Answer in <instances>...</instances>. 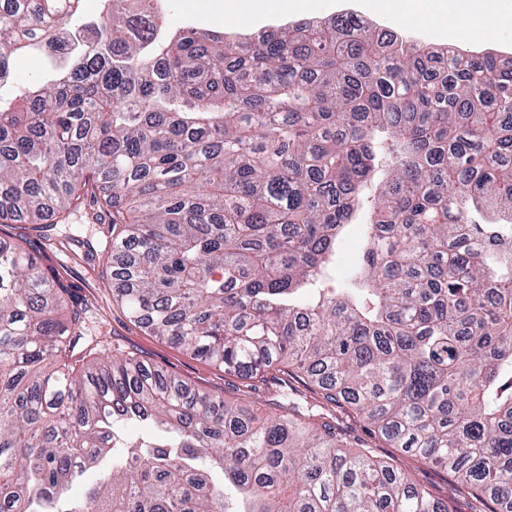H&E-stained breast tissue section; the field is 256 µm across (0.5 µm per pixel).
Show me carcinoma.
<instances>
[{
    "mask_svg": "<svg viewBox=\"0 0 512 512\" xmlns=\"http://www.w3.org/2000/svg\"><path fill=\"white\" fill-rule=\"evenodd\" d=\"M80 3L0 0V86L19 51L65 61L0 97V224L108 225L131 320L272 410L89 335L0 235V512H451L345 414L512 512V57L351 12L167 34L164 0ZM360 217L354 287H323Z\"/></svg>",
    "mask_w": 512,
    "mask_h": 512,
    "instance_id": "obj_1",
    "label": "carcinoma"
}]
</instances>
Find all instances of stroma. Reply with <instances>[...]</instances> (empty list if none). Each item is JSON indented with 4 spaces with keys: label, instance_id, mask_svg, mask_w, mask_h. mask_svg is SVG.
Segmentation results:
<instances>
[{
    "label": "stroma",
    "instance_id": "stroma-1",
    "mask_svg": "<svg viewBox=\"0 0 512 512\" xmlns=\"http://www.w3.org/2000/svg\"><path fill=\"white\" fill-rule=\"evenodd\" d=\"M236 0H171L167 14L170 29L192 26L199 29L254 34L271 27L304 18L330 17L350 10L380 27L424 39L437 47L459 45L447 19L431 15L415 22H404L379 9V0H304L301 8L278 9V0H263L265 9L257 14L240 13ZM0 232L22 236L25 249L44 268H53L69 288L72 301L91 306V333L105 337L111 347L139 356L147 362L167 367L195 386L234 397L238 378L222 369L191 357L161 337L136 326L114 301L105 273L108 229L86 223L75 214L69 223L35 232L12 224ZM407 466L411 474L435 494L445 497L452 512H472L470 492L448 479L446 474L413 458Z\"/></svg>",
    "mask_w": 512,
    "mask_h": 512
}]
</instances>
